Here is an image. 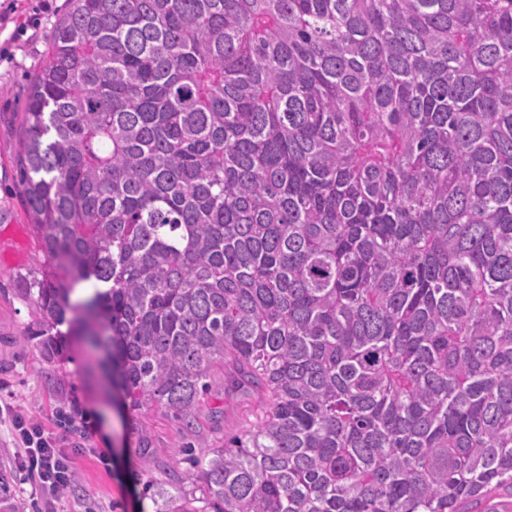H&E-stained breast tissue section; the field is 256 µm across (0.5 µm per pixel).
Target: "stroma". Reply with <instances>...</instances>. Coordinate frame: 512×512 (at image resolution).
<instances>
[{
  "instance_id": "1",
  "label": "stroma",
  "mask_w": 512,
  "mask_h": 512,
  "mask_svg": "<svg viewBox=\"0 0 512 512\" xmlns=\"http://www.w3.org/2000/svg\"><path fill=\"white\" fill-rule=\"evenodd\" d=\"M23 0L14 22L0 29V208L9 218L0 223V400L65 438L76 480L58 502V512H156L143 492L146 481L190 486L191 466L182 447L223 445L244 422L254 420L260 398L227 388L216 379L187 430L160 409L118 411L113 391L105 390L98 370L89 365L83 344L60 336L57 359L46 360L36 343L21 333L31 323L29 305L13 295L18 276L41 271L47 257L37 249L31 220L18 189L14 161L20 150L18 111L29 76L43 63L52 27L67 0ZM148 428L155 455H139L138 432ZM16 451L9 421L0 422V512H33L30 483L14 462Z\"/></svg>"
}]
</instances>
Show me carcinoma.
Wrapping results in <instances>:
<instances>
[{
  "label": "carcinoma",
  "instance_id": "cac0c4a2",
  "mask_svg": "<svg viewBox=\"0 0 512 512\" xmlns=\"http://www.w3.org/2000/svg\"><path fill=\"white\" fill-rule=\"evenodd\" d=\"M21 123L23 340L188 426L261 396L158 512L512 490V0H70Z\"/></svg>",
  "mask_w": 512,
  "mask_h": 512
}]
</instances>
